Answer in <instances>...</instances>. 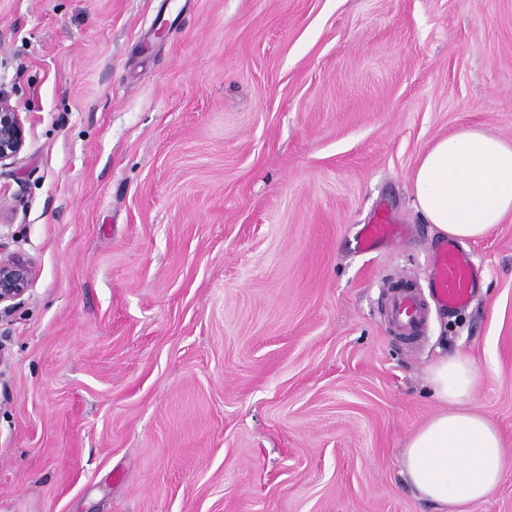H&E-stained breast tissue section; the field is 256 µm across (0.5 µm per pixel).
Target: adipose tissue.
Instances as JSON below:
<instances>
[{
	"mask_svg": "<svg viewBox=\"0 0 512 512\" xmlns=\"http://www.w3.org/2000/svg\"><path fill=\"white\" fill-rule=\"evenodd\" d=\"M414 205L440 237L479 240L512 215V142L478 128L436 140L411 177ZM482 370L445 353L427 383L439 408L406 440L402 469L439 512H470L499 486L508 452L497 427L471 409Z\"/></svg>",
	"mask_w": 512,
	"mask_h": 512,
	"instance_id": "adipose-tissue-1",
	"label": "adipose tissue"
}]
</instances>
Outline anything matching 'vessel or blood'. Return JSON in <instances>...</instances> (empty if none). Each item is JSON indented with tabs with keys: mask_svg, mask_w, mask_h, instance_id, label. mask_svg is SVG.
Returning <instances> with one entry per match:
<instances>
[{
	"mask_svg": "<svg viewBox=\"0 0 512 512\" xmlns=\"http://www.w3.org/2000/svg\"><path fill=\"white\" fill-rule=\"evenodd\" d=\"M401 225L390 223L387 216H379L375 223L362 225L360 246L371 250L382 243L402 238ZM430 291L437 306L451 310L465 309L473 296L475 276L472 261L453 241L439 242L430 257ZM386 316L398 335L408 340L423 336L429 319V310L416 289L392 288L387 294Z\"/></svg>",
	"mask_w": 512,
	"mask_h": 512,
	"instance_id": "b4317fda",
	"label": "vessel or blood"
}]
</instances>
